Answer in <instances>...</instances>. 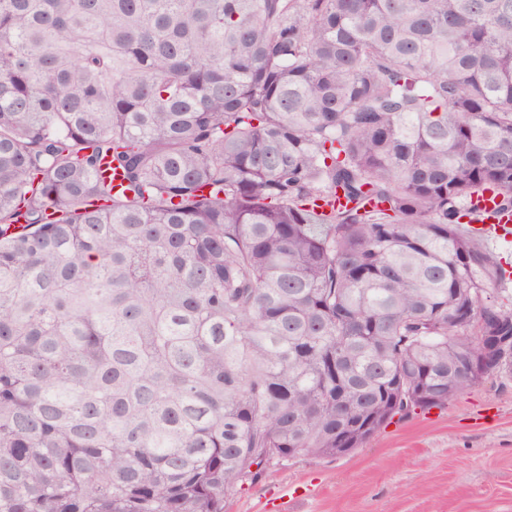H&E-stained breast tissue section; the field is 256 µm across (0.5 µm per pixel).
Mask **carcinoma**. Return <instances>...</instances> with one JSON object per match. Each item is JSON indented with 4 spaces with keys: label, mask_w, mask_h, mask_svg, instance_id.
Listing matches in <instances>:
<instances>
[{
    "label": "carcinoma",
    "mask_w": 512,
    "mask_h": 512,
    "mask_svg": "<svg viewBox=\"0 0 512 512\" xmlns=\"http://www.w3.org/2000/svg\"><path fill=\"white\" fill-rule=\"evenodd\" d=\"M485 191L512 0H0V512H224L511 378Z\"/></svg>",
    "instance_id": "obj_1"
}]
</instances>
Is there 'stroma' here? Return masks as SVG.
Listing matches in <instances>:
<instances>
[{
  "mask_svg": "<svg viewBox=\"0 0 512 512\" xmlns=\"http://www.w3.org/2000/svg\"><path fill=\"white\" fill-rule=\"evenodd\" d=\"M224 512H512V378L395 417L348 455L270 464Z\"/></svg>",
  "mask_w": 512,
  "mask_h": 512,
  "instance_id": "stroma-1",
  "label": "stroma"
}]
</instances>
